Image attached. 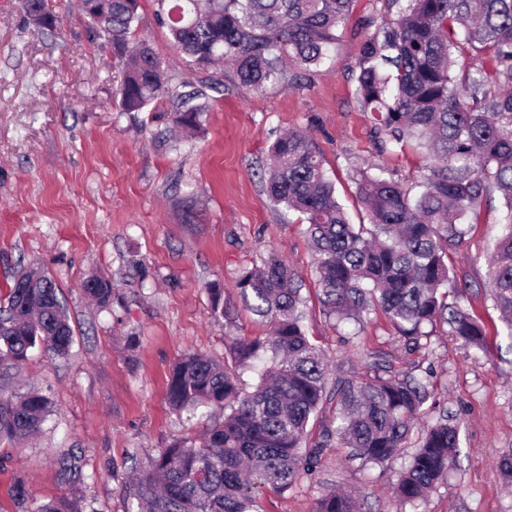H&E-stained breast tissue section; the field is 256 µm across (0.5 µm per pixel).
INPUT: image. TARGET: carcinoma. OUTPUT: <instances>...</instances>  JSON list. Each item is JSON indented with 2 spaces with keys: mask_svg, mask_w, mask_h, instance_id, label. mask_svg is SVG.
Instances as JSON below:
<instances>
[{
  "mask_svg": "<svg viewBox=\"0 0 512 512\" xmlns=\"http://www.w3.org/2000/svg\"><path fill=\"white\" fill-rule=\"evenodd\" d=\"M156 13L179 55L214 72L230 66L238 84L260 91L282 83L289 68L308 71L331 57L352 0H158ZM392 23L360 44L355 98L371 115L378 148L414 144L428 158L421 181L406 186L379 164L355 165L351 180L368 223L352 224L326 176L320 152L298 131L271 145L265 181L271 200L299 215L314 253L318 301L333 321L362 322L375 308L397 338L414 349L443 323L477 349L485 331L464 304L467 283L449 251L497 194L501 217L488 260V283L502 322L512 331V0H386ZM139 0H105L86 15L99 37L112 39L122 64L118 88L125 112H141L173 95L174 122L196 132L205 106L196 90H173L168 69L137 35ZM478 63L455 74L458 58ZM100 306L112 283L83 284ZM242 309L265 335L233 340L234 368L190 354L166 382L171 408L205 406L222 419L198 439L175 441L151 458L129 488L130 512H260L263 490L285 491L317 468L336 442L363 466H382L406 452L393 494L402 504L426 499L455 465L460 426L444 415L432 423L427 384L375 359L357 381L328 385L329 361L302 324L301 281L271 252L234 285ZM55 280L38 268L0 290V368L18 366L32 349L66 356L74 338ZM214 317L236 323L224 289H210ZM264 355L253 388L237 368ZM51 400L38 390L0 394V444L38 433ZM319 440L307 443L310 422ZM29 512H86L77 497L37 503ZM312 512H358L347 493L330 489Z\"/></svg>",
  "mask_w": 512,
  "mask_h": 512,
  "instance_id": "carcinoma-1",
  "label": "carcinoma"
}]
</instances>
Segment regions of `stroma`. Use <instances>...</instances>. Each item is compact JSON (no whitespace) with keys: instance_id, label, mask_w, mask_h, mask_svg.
I'll return each mask as SVG.
<instances>
[{"instance_id":"obj_1","label":"stroma","mask_w":512,"mask_h":512,"mask_svg":"<svg viewBox=\"0 0 512 512\" xmlns=\"http://www.w3.org/2000/svg\"><path fill=\"white\" fill-rule=\"evenodd\" d=\"M54 2L61 21L44 34L18 0H0V289L21 269H44L59 286L76 342L67 357L36 350L0 374V389L34 386L52 401L38 436L0 446V512H18L10 489L19 479L40 502L73 493L92 512H128L125 489L136 471L216 418L206 407L170 409L171 365L186 353L223 360L232 337L262 333L244 312L233 327L214 318L209 285L223 284L236 301L238 275L271 252L303 280V322L331 364L354 372L372 352L412 364L459 421L456 466L416 512H512V487L497 467L512 448V337L486 277L499 208L483 210L452 254L485 329L484 349L466 347L443 326L411 352L378 310L362 328H333L317 302L304 225L263 191L269 148L289 130L311 137L353 223L365 212L352 165L377 159L405 184L419 180L425 160L413 147L376 153L372 123L354 95L360 43L391 18L385 0H353L332 68L294 77L291 86L247 91L225 70L192 138L173 134L168 99L122 111L117 63L76 0ZM157 9V0H140L139 36L175 82L207 83L209 72L178 58ZM92 275L114 284L107 307L84 295ZM406 463L402 454L363 471L345 449L327 448L315 477L265 491L261 505L311 512L334 487L353 491L363 512H399L391 491Z\"/></svg>"}]
</instances>
